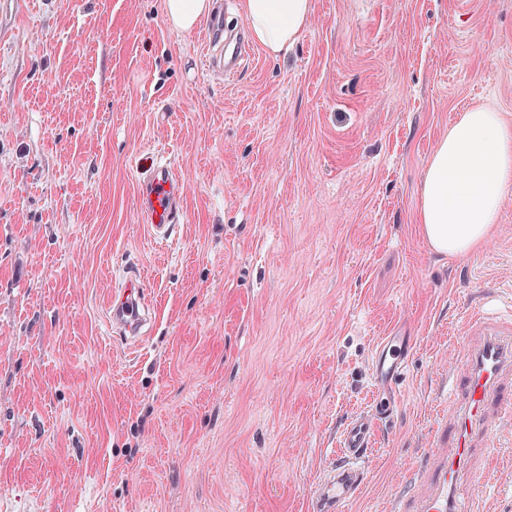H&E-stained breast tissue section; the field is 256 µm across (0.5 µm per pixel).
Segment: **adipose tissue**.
Here are the masks:
<instances>
[{
  "mask_svg": "<svg viewBox=\"0 0 512 512\" xmlns=\"http://www.w3.org/2000/svg\"><path fill=\"white\" fill-rule=\"evenodd\" d=\"M253 39L273 56L305 29L312 0H244ZM512 187V124L489 108L464 113L448 130L423 174L422 233L437 252L463 255L489 236L504 192Z\"/></svg>",
  "mask_w": 512,
  "mask_h": 512,
  "instance_id": "ef3b65f1",
  "label": "adipose tissue"
}]
</instances>
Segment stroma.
Listing matches in <instances>:
<instances>
[{
  "label": "stroma",
  "mask_w": 512,
  "mask_h": 512,
  "mask_svg": "<svg viewBox=\"0 0 512 512\" xmlns=\"http://www.w3.org/2000/svg\"><path fill=\"white\" fill-rule=\"evenodd\" d=\"M164 0H0V512H307L381 336L416 344L351 512L420 458L472 295L512 290V190L476 251L417 220L451 122L512 123V0H314L296 44L205 70ZM185 213L151 238L152 160ZM145 275L135 354L104 306ZM480 512H512L491 449Z\"/></svg>",
  "instance_id": "1"
}]
</instances>
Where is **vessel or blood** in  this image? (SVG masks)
Instances as JSON below:
<instances>
[{"mask_svg": "<svg viewBox=\"0 0 512 512\" xmlns=\"http://www.w3.org/2000/svg\"><path fill=\"white\" fill-rule=\"evenodd\" d=\"M204 29L206 47L220 50L218 68L236 71L243 61V46L227 36L222 12L209 17ZM139 207L155 238L179 223L184 187L170 165L153 166L140 182ZM499 304L497 295L487 291L463 313L455 342L457 366L444 383L448 395L429 418L431 446L424 449L413 472L412 493L393 501L388 512H477L488 479L477 466L478 452L494 447L502 426L512 427V309L500 311ZM151 319L143 274L127 273L108 303L110 332L134 349ZM411 347L407 336L381 338L373 359L377 396L343 426L339 455L316 483L308 512H351L370 475L376 429L394 416L392 392L405 373Z\"/></svg>", "mask_w": 512, "mask_h": 512, "instance_id": "obj_1", "label": "vessel or blood"}]
</instances>
